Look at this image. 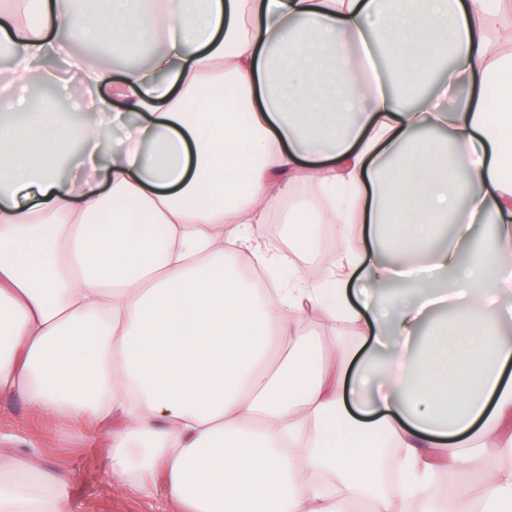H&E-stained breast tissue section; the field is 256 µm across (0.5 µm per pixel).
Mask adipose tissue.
<instances>
[{"instance_id":"adipose-tissue-1","label":"adipose tissue","mask_w":512,"mask_h":512,"mask_svg":"<svg viewBox=\"0 0 512 512\" xmlns=\"http://www.w3.org/2000/svg\"><path fill=\"white\" fill-rule=\"evenodd\" d=\"M38 13L0 8L16 87L39 64L56 84L45 64L75 41L161 50L118 82L81 66L83 124L17 122L26 98L0 95V394L68 416L80 446L92 424L162 512H436L431 477L467 467L454 512H512V0ZM276 216L338 227L330 281L284 275L261 243ZM312 311L351 344L311 336ZM66 486L0 448V512H72Z\"/></svg>"}]
</instances>
